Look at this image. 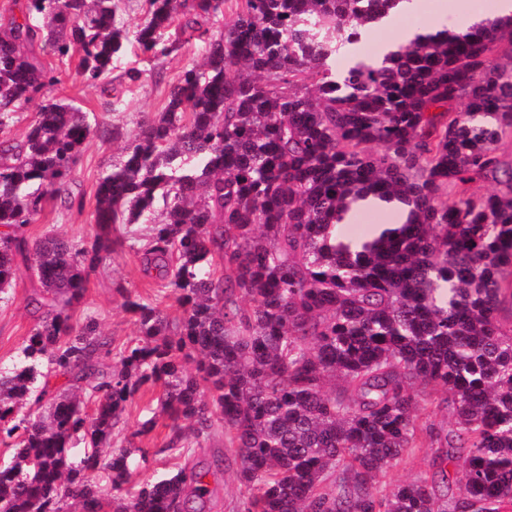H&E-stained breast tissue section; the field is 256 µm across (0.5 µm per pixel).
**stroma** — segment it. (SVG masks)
Instances as JSON below:
<instances>
[{"label": "stroma", "instance_id": "stroma-1", "mask_svg": "<svg viewBox=\"0 0 512 512\" xmlns=\"http://www.w3.org/2000/svg\"><path fill=\"white\" fill-rule=\"evenodd\" d=\"M36 53L42 64L54 71L57 81L38 93L23 112L16 114L10 126L0 132V138L22 140L40 106L50 100H65L87 112L96 131L84 144L73 167L69 198L46 197L42 211L28 227V234L33 239L50 231L81 244L95 232L94 191L99 177L119 159L141 122L165 111L170 85L179 80L185 68L196 63L197 49L194 42L184 41L169 56L150 60L135 48H128L113 65L108 79L95 85L86 84L78 76L77 57L59 58L48 47L37 48ZM39 289L37 278L27 273L14 283L9 294L0 298L1 368L12 367L18 362L24 342L38 322V315L28 306L27 300ZM159 290L154 280L143 276L138 254L127 248L119 250L90 272L84 298L72 310V321L80 325L86 319H94L100 334L111 340L113 347H121L138 333L134 315L124 306L126 296L152 297ZM154 395V389L142 388L127 403L112 434L114 446L120 447L132 440L156 455L150 468L132 473L127 483L131 491L161 475L176 472L181 464L179 458L162 450L168 433L166 416H159L153 431L139 437L134 434L145 416V406ZM436 452V446L431 444L415 449L378 475L381 488L389 491L403 482L432 478ZM216 454L223 455L224 469L208 478L215 497L213 512H240L247 490L237 474L239 462L234 449L227 447L223 435L218 434L193 451L197 460Z\"/></svg>", "mask_w": 512, "mask_h": 512}]
</instances>
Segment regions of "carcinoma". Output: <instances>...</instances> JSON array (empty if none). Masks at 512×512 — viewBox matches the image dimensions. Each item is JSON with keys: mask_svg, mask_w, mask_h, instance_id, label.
<instances>
[{"mask_svg": "<svg viewBox=\"0 0 512 512\" xmlns=\"http://www.w3.org/2000/svg\"><path fill=\"white\" fill-rule=\"evenodd\" d=\"M400 2L242 0L220 38L202 21L224 0H149L132 31L115 0H23L0 23V130L55 81L29 50L37 41L78 55L92 84L126 42L174 51L164 31L177 19L204 43L165 111L99 178L88 245L27 234L46 195L68 193L94 133L87 113L48 101L22 143L0 142V295L23 266L43 311L18 364L0 369V442L14 450L0 512H210V467L195 461L121 493L149 459L112 447V433L144 385L162 389L167 448L188 454L224 428L243 512H509L512 324L498 314L512 300V165L498 145L512 136V16L336 72ZM489 178L501 188L468 194ZM369 194L403 200L410 219L353 253L337 225ZM159 197L165 220L141 262L183 313L171 321L126 296L138 336L114 353L71 310L124 245L117 225L152 215ZM25 404L47 409L33 417ZM434 404L455 417L454 440L420 420ZM423 437L465 452L459 495L427 479L379 489L377 474ZM99 470L112 476L107 502L89 478Z\"/></svg>", "mask_w": 512, "mask_h": 512, "instance_id": "cac0c4a2", "label": "carcinoma"}]
</instances>
